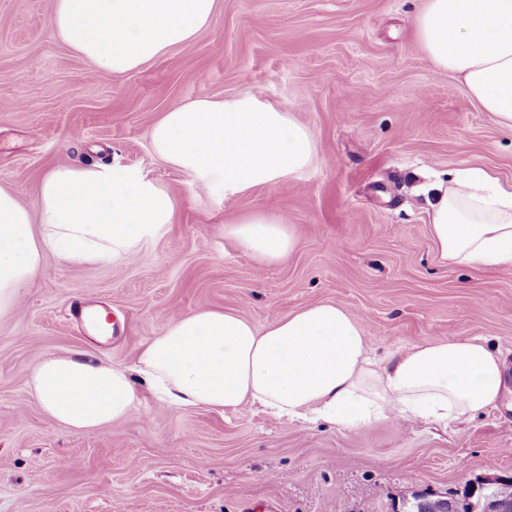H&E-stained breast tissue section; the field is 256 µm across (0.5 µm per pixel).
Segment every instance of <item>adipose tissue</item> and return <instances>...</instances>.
I'll return each instance as SVG.
<instances>
[{
    "mask_svg": "<svg viewBox=\"0 0 512 512\" xmlns=\"http://www.w3.org/2000/svg\"><path fill=\"white\" fill-rule=\"evenodd\" d=\"M217 0H54L52 32L106 75L140 69L208 27ZM433 67L512 130V0H426L414 17ZM154 155L215 199L292 181L313 169L314 132L294 112L245 92L199 96L171 107L150 130ZM430 236L452 265L512 271V183L470 168L432 183ZM163 183L120 165L52 168L37 209L0 188V314L51 253L68 264L107 266L141 256L174 222ZM224 235L263 264L287 259L292 227L252 213ZM505 361L487 341H426L375 355L361 323L317 302L256 328L240 313L197 310L171 319L134 366L69 350L39 359L31 396L61 429L96 433L129 417L139 384L183 410H233L250 402L279 419L359 431L391 417L442 428L497 407Z\"/></svg>",
    "mask_w": 512,
    "mask_h": 512,
    "instance_id": "1",
    "label": "adipose tissue"
}]
</instances>
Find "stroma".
Listing matches in <instances>:
<instances>
[{
    "label": "stroma",
    "instance_id": "1",
    "mask_svg": "<svg viewBox=\"0 0 512 512\" xmlns=\"http://www.w3.org/2000/svg\"><path fill=\"white\" fill-rule=\"evenodd\" d=\"M53 2L0 0V187L31 209L52 167L102 162L160 180L178 205L145 262L45 255L0 316V512H403L414 493L512 474V273L442 264L412 177L481 167L512 181V132L420 50L425 0H217L190 43L112 77L53 38ZM246 90L314 131L317 165L244 197L193 196L149 130L183 100ZM254 212L292 226L286 261L258 264L224 237ZM76 300L118 332L96 337L71 316ZM319 301L352 313L380 354L488 339L506 358L503 400L446 429L391 418L341 432L250 404L179 411L145 391L128 419L83 433L57 428L25 386L50 352L133 364L179 314L232 310L262 327Z\"/></svg>",
    "mask_w": 512,
    "mask_h": 512
}]
</instances>
